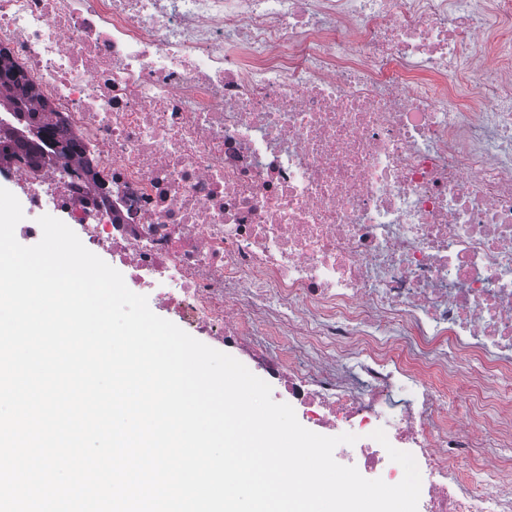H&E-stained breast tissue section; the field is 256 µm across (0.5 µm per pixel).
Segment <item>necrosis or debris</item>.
Listing matches in <instances>:
<instances>
[{
	"mask_svg": "<svg viewBox=\"0 0 512 512\" xmlns=\"http://www.w3.org/2000/svg\"><path fill=\"white\" fill-rule=\"evenodd\" d=\"M0 47L75 143L27 211L192 335L307 352L289 401L360 474L411 453L418 512H512V0H0ZM464 357L495 415L433 385Z\"/></svg>",
	"mask_w": 512,
	"mask_h": 512,
	"instance_id": "4bbe7bcc",
	"label": "necrosis or debris"
}]
</instances>
